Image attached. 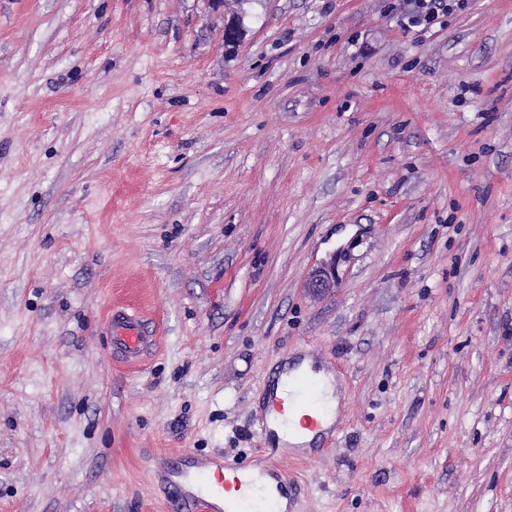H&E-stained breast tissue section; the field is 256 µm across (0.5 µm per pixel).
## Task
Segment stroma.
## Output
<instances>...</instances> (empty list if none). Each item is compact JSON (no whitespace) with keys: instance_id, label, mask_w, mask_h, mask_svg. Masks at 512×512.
Returning a JSON list of instances; mask_svg holds the SVG:
<instances>
[{"instance_id":"obj_1","label":"stroma","mask_w":512,"mask_h":512,"mask_svg":"<svg viewBox=\"0 0 512 512\" xmlns=\"http://www.w3.org/2000/svg\"><path fill=\"white\" fill-rule=\"evenodd\" d=\"M386 3L0 0V512H180V448L291 512H512V0ZM305 357L336 426L280 452ZM467 5L468 0H397L389 8L391 12L400 10L397 18L405 27L428 30L437 25L446 26L448 17L457 10H464ZM336 284L335 262L330 261L313 269L306 278V288L315 295H322ZM107 329L112 336L113 357L125 363L140 362L157 343L155 329L142 319L135 308H110ZM264 469L262 466H251L250 473L252 478L258 483V485L264 483L260 488L256 490L262 498L265 500L267 504L270 505V512H281L280 507L283 509L286 508L287 499L285 497L280 498V504L278 498L275 495V492L278 495H282L283 485H288V479L283 477L281 472L275 469H270L268 476L273 481V484L270 486H266L265 483L268 481V478L263 473ZM275 490V492H274Z\"/></svg>"}]
</instances>
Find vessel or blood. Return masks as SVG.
<instances>
[{
  "label": "vessel or blood",
  "instance_id": "1",
  "mask_svg": "<svg viewBox=\"0 0 512 512\" xmlns=\"http://www.w3.org/2000/svg\"><path fill=\"white\" fill-rule=\"evenodd\" d=\"M107 329L114 358L129 364L140 362L157 343L155 329L133 308H110ZM271 409L284 426L296 423L307 430L319 428L322 406L317 381L297 375L285 383L283 397L272 399ZM182 456L187 460L185 467L167 472L166 480L174 485L183 512H247L254 491L268 504L269 512H280L276 494L287 480L278 470H270V485L257 488L235 461L220 455L200 458L188 449Z\"/></svg>",
  "mask_w": 512,
  "mask_h": 512
}]
</instances>
